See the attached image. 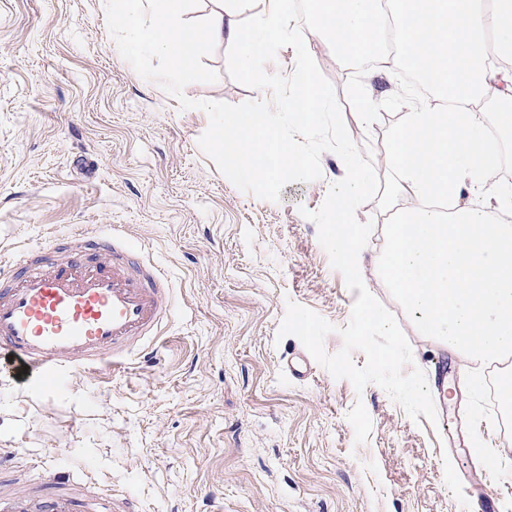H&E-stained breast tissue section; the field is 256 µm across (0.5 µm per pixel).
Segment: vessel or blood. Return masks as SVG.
I'll use <instances>...</instances> for the list:
<instances>
[{
	"mask_svg": "<svg viewBox=\"0 0 512 512\" xmlns=\"http://www.w3.org/2000/svg\"><path fill=\"white\" fill-rule=\"evenodd\" d=\"M39 249L0 259V360L27 369L36 385L62 370L95 374L125 363L155 338L170 313L166 276L112 233L83 238L67 259ZM76 477L40 479L39 492L0 488V512H94Z\"/></svg>",
	"mask_w": 512,
	"mask_h": 512,
	"instance_id": "obj_1",
	"label": "vessel or blood"
}]
</instances>
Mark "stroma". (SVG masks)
Here are the masks:
<instances>
[{
	"label": "stroma",
	"instance_id": "stroma-1",
	"mask_svg": "<svg viewBox=\"0 0 512 512\" xmlns=\"http://www.w3.org/2000/svg\"><path fill=\"white\" fill-rule=\"evenodd\" d=\"M305 39L352 140L371 153L380 182L395 179L387 147L399 115L360 127L346 93L353 69L320 34ZM228 48L204 57L220 78L189 84L188 98L257 100L227 74ZM208 125L120 56L105 0H0V254L111 226L173 288L152 356L44 389L0 371L11 477L82 464L101 503L129 491L144 512H512V403L497 397L500 366L421 336L381 284L394 220L382 198L356 210L372 225L360 273L427 381L450 385L434 424L411 421L376 384L356 392L298 338L277 335L291 300L334 325L327 352L343 346L358 294L302 214L344 177L342 159L324 152L321 179L261 200L201 150ZM359 400L373 422L363 444L346 419Z\"/></svg>",
	"mask_w": 512,
	"mask_h": 512
}]
</instances>
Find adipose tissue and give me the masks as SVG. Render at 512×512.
Listing matches in <instances>:
<instances>
[{
    "label": "adipose tissue",
    "instance_id": "1",
    "mask_svg": "<svg viewBox=\"0 0 512 512\" xmlns=\"http://www.w3.org/2000/svg\"><path fill=\"white\" fill-rule=\"evenodd\" d=\"M270 4L247 33L235 17L252 0H227L201 28L183 22L185 0H117L116 7L130 49L184 70L199 41L229 40L249 71L291 33V0ZM311 19L344 61L374 46L386 25L378 0H323ZM397 41L401 61L440 94L409 106L390 141L397 177L386 194L397 210L382 280L423 335L463 356L512 355V225L493 214L512 207V188L498 187L480 206L460 202L465 186L496 178L497 147L470 102L483 95L512 102V0H403Z\"/></svg>",
    "mask_w": 512,
    "mask_h": 512
}]
</instances>
